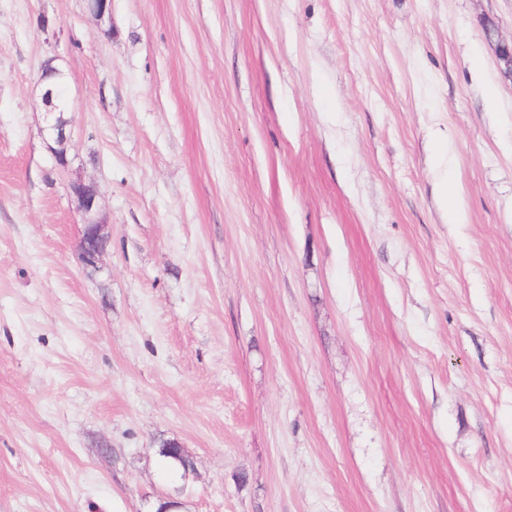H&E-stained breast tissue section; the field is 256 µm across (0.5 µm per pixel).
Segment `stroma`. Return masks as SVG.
I'll return each instance as SVG.
<instances>
[{
	"label": "stroma",
	"mask_w": 512,
	"mask_h": 512,
	"mask_svg": "<svg viewBox=\"0 0 512 512\" xmlns=\"http://www.w3.org/2000/svg\"><path fill=\"white\" fill-rule=\"evenodd\" d=\"M488 21L512 42V0H0V512H512ZM60 96L65 97L63 89L57 87L55 92L51 87L44 88L42 101L45 106L47 131L51 139L58 146L55 149L57 162L61 167H66L68 164L67 143L70 135L67 129L68 121L64 118V112H59L61 109L65 110V99L61 101L62 105L57 104ZM66 190L85 215L81 231V261L87 268H96L106 249L95 247V242L108 243L111 239L110 224H105L98 216V191L81 180L69 181Z\"/></svg>",
	"instance_id": "obj_1"
}]
</instances>
